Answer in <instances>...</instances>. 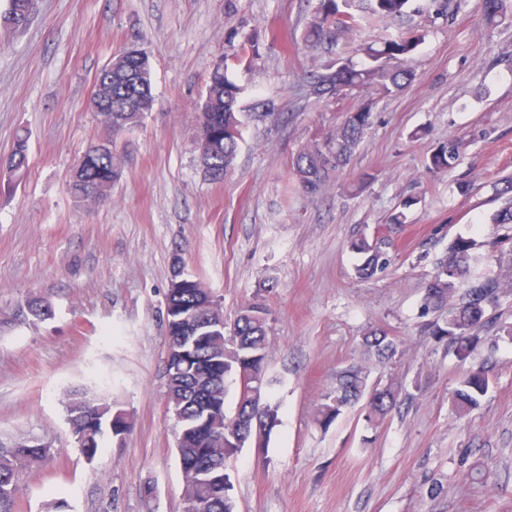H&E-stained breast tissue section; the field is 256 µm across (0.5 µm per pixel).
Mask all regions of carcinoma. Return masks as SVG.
Returning <instances> with one entry per match:
<instances>
[{"label":"carcinoma","mask_w":512,"mask_h":512,"mask_svg":"<svg viewBox=\"0 0 512 512\" xmlns=\"http://www.w3.org/2000/svg\"><path fill=\"white\" fill-rule=\"evenodd\" d=\"M30 0H8V8L0 21L13 28L27 25L31 17ZM411 0H370L368 15L357 13L356 0H318L308 23L304 39L312 47L333 44L361 26V20L386 22L401 17ZM486 18L491 22L512 17V0H481ZM425 33L386 38L362 44L356 53L364 56L360 64L346 55L311 75L309 86L327 91L331 98L341 99L366 86L375 85L378 93L389 96L408 87L414 80L411 60L424 42ZM256 55L255 39H247L231 54L239 65L252 66ZM228 66H214L206 83V95L197 108V149L200 163L214 172L212 182L220 183L236 158L242 140L239 86L227 76ZM153 71L147 53L130 47L119 62L102 70L96 82L111 83L112 98L90 100V107L102 117L112 133L119 134L139 126L144 115L153 110L156 99L152 87ZM375 101L360 99L345 113L343 123L323 142H315L300 150L293 159V170L299 187L306 193L321 192L330 173L345 164L371 123ZM464 147L463 140L450 137L440 143L426 158L433 172L454 167ZM27 137L19 135L5 159L6 171L21 180L28 169ZM121 171L119 157L105 145L91 147L76 165L69 191L76 199L106 197ZM503 205L491 215L497 226L512 225V177L500 180L495 187ZM351 252L359 256L356 276L369 279L389 264L386 253L377 242L360 235L350 240ZM486 258L470 237L458 236L448 245V256L440 262L437 274L428 284L424 299L426 309H448V315L426 324V330L439 341L446 340L465 360L482 341L481 333L491 327L512 336V325H497L491 310L500 301V282L495 278L474 279L472 268ZM26 321H45L51 316L50 305L28 297ZM166 330L169 349L188 348L190 360L183 363L179 374L167 370V403L170 409L182 410L184 434L177 448L184 467L195 475L183 479L182 509L185 512H235L225 470L240 447L253 441V433L242 434L244 423L255 426L265 420L275 422V411L264 401L274 379L266 372L267 322L269 309L259 303L249 304L233 323H224V314L214 306V297L201 280L191 276L171 279L166 296ZM365 350L386 360L395 355L397 344L382 328L365 336ZM224 352V367L238 386V402L233 415L224 417V447L210 454L202 451L192 426L205 407L213 403L224 407L227 381L224 372L211 363V353ZM490 385L488 371L480 366L467 371L453 396V407L463 415L479 405ZM366 399V418L377 422L397 405V390L388 385L367 388V377L359 369H348L337 380L336 390L324 396L319 407L320 421L329 424L343 408ZM66 417L72 431L87 435L81 452L93 460L105 433L117 438L130 429V424L111 404L74 392L65 403ZM49 458L43 445L17 443L0 449V512H16L20 474Z\"/></svg>","instance_id":"obj_1"}]
</instances>
